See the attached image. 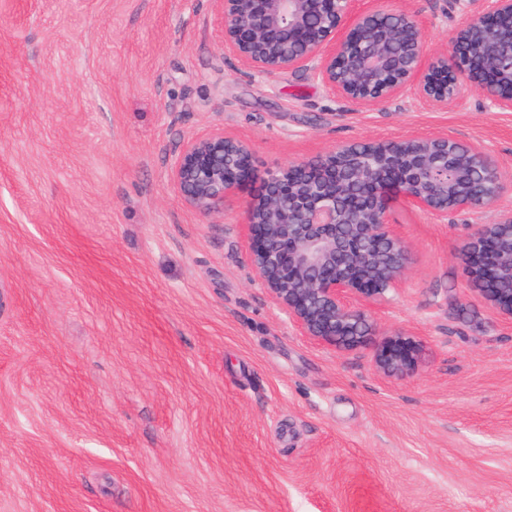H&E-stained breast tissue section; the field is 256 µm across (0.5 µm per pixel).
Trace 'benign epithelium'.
<instances>
[{"instance_id":"obj_1","label":"benign epithelium","mask_w":512,"mask_h":512,"mask_svg":"<svg viewBox=\"0 0 512 512\" xmlns=\"http://www.w3.org/2000/svg\"><path fill=\"white\" fill-rule=\"evenodd\" d=\"M224 54L253 73L306 71L357 106L409 95L445 110L467 85L495 110L512 111V0H456L466 14L449 48L425 59L419 22L403 10L351 12V0H214ZM253 178L247 146L224 132L183 144L172 184L189 207L210 214ZM512 174L489 153L442 136L342 145L314 162L267 174L245 207L248 261L269 296L311 340L367 351L376 373L403 379L423 367V340L381 332L368 307L411 264L387 224L393 196L436 216L471 213L496 200ZM468 282L512 321V217L479 224L461 252Z\"/></svg>"}]
</instances>
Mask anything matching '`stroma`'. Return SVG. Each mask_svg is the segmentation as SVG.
I'll return each instance as SVG.
<instances>
[{
    "label": "stroma",
    "instance_id": "1",
    "mask_svg": "<svg viewBox=\"0 0 512 512\" xmlns=\"http://www.w3.org/2000/svg\"><path fill=\"white\" fill-rule=\"evenodd\" d=\"M402 9L447 48L453 0ZM367 108L305 71L225 55L215 0H0V512H512V323L469 287L473 225L391 202L412 255L373 307L425 342L386 380L301 336L221 212L170 179L190 138L242 141L258 174L351 142L438 135L512 170V112Z\"/></svg>",
    "mask_w": 512,
    "mask_h": 512
}]
</instances>
